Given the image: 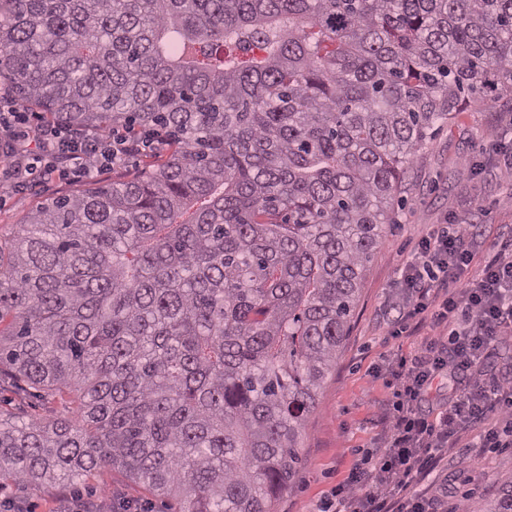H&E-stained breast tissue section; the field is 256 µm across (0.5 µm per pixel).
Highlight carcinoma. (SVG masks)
<instances>
[{
	"label": "carcinoma",
	"mask_w": 512,
	"mask_h": 512,
	"mask_svg": "<svg viewBox=\"0 0 512 512\" xmlns=\"http://www.w3.org/2000/svg\"><path fill=\"white\" fill-rule=\"evenodd\" d=\"M1 71L170 152L0 243V366L80 390L69 419L0 420V485L113 466L184 512H272L405 163L512 95V0H6Z\"/></svg>",
	"instance_id": "1"
}]
</instances>
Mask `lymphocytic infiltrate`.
<instances>
[{
  "instance_id": "f902f5d3",
  "label": "lymphocytic infiltrate",
  "mask_w": 512,
  "mask_h": 512,
  "mask_svg": "<svg viewBox=\"0 0 512 512\" xmlns=\"http://www.w3.org/2000/svg\"><path fill=\"white\" fill-rule=\"evenodd\" d=\"M165 144L155 130L113 134L51 123L0 93V149L10 159L1 193L38 178L80 179ZM476 242L469 224L435 230L418 240L403 268L399 322H429L434 334L389 363L383 449L331 489L327 502L336 512H440L439 499L408 496L418 476L472 432L479 437L473 461L485 449L512 447V372L491 365L498 346L512 339V233L480 263ZM439 377L448 382V397L434 409L428 396Z\"/></svg>"
}]
</instances>
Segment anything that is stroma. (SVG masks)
<instances>
[{
	"label": "stroma",
	"mask_w": 512,
	"mask_h": 512,
	"mask_svg": "<svg viewBox=\"0 0 512 512\" xmlns=\"http://www.w3.org/2000/svg\"><path fill=\"white\" fill-rule=\"evenodd\" d=\"M499 138H492V131ZM512 152V99L484 105L471 103L453 119L439 123L407 166L394 195L390 218L359 290L357 304L335 367L317 393L316 409L307 419L300 448L297 481L274 498V512H317L331 488L353 464L374 456L382 429V406L389 397L385 367L398 350L419 345L432 330L418 325L392 336L396 306L402 303L401 271L416 242L436 228L474 225L478 239L491 246L512 229V176L502 169ZM143 152L124 164L74 181L56 177L0 200V238L16 235L28 214L45 200L73 191L122 182L142 173L151 159ZM71 394L53 398L24 394L0 385V418L12 421L67 419ZM512 475V450L487 451L479 469L465 452H448L427 476L414 482V496L447 491L449 508L471 497L475 512L498 493L497 480ZM183 512L180 501L155 497L142 484L113 467L97 469L71 484H47L20 493L0 488V512H70L73 504L90 512Z\"/></svg>",
	"instance_id": "35a3bbf8"
}]
</instances>
